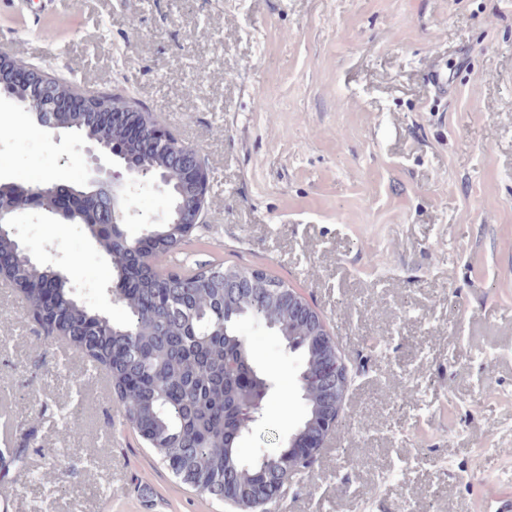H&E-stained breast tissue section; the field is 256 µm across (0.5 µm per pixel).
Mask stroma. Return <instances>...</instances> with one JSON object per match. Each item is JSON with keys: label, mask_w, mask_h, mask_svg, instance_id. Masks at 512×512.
<instances>
[{"label": "stroma", "mask_w": 512, "mask_h": 512, "mask_svg": "<svg viewBox=\"0 0 512 512\" xmlns=\"http://www.w3.org/2000/svg\"><path fill=\"white\" fill-rule=\"evenodd\" d=\"M0 0V52L119 88L204 160V224L163 264L223 263L296 288L348 366L342 418L274 512H485L512 469V0ZM448 65V94L424 81ZM0 178L86 174L82 152L0 112ZM37 264L119 319L80 224L20 217ZM240 332L277 390L239 446L302 419L300 354ZM1 512H229L169 473L105 371L45 337L0 279Z\"/></svg>", "instance_id": "35a3bbf8"}]
</instances>
